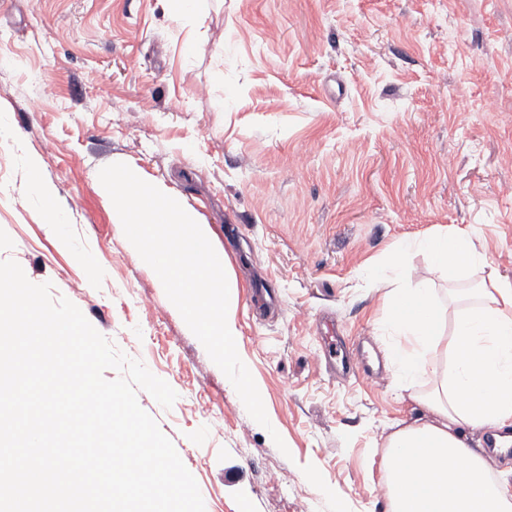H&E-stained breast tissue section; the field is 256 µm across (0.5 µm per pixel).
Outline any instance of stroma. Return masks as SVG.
<instances>
[{
    "mask_svg": "<svg viewBox=\"0 0 512 512\" xmlns=\"http://www.w3.org/2000/svg\"><path fill=\"white\" fill-rule=\"evenodd\" d=\"M510 156L512 0H205L198 19L164 0H0V261L176 391L168 409L137 399L205 512H385L387 438L425 417L432 383L333 374L324 339L390 343L386 287L365 275L404 238L470 228L488 259L451 282L409 256L445 331L472 304L453 289L512 282ZM115 160L227 256L270 428L113 222L99 171ZM38 180L62 223L42 218Z\"/></svg>",
    "mask_w": 512,
    "mask_h": 512,
    "instance_id": "obj_1",
    "label": "stroma"
}]
</instances>
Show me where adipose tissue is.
<instances>
[{
    "label": "adipose tissue",
    "mask_w": 512,
    "mask_h": 512,
    "mask_svg": "<svg viewBox=\"0 0 512 512\" xmlns=\"http://www.w3.org/2000/svg\"><path fill=\"white\" fill-rule=\"evenodd\" d=\"M413 249L451 279L487 263L471 234L457 229L399 243L390 257L395 276L405 273ZM476 294L478 305L459 315L447 337L432 289L394 288L384 297V322L396 336L388 362L398 384L431 374L435 356L449 359L422 401L428 419L388 440V512H512V481L491 480L481 448L463 433L512 425V283L495 279Z\"/></svg>",
    "instance_id": "adipose-tissue-1"
}]
</instances>
